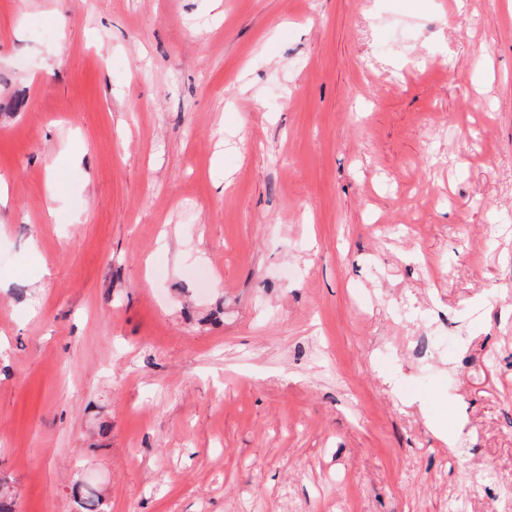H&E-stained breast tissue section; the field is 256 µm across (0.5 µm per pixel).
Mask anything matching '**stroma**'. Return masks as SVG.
<instances>
[{"mask_svg": "<svg viewBox=\"0 0 512 512\" xmlns=\"http://www.w3.org/2000/svg\"><path fill=\"white\" fill-rule=\"evenodd\" d=\"M511 12L0 0L18 512H512ZM73 491L79 498V506L82 512H104V501L102 495L92 487H78L76 484Z\"/></svg>", "mask_w": 512, "mask_h": 512, "instance_id": "stroma-1", "label": "stroma"}]
</instances>
